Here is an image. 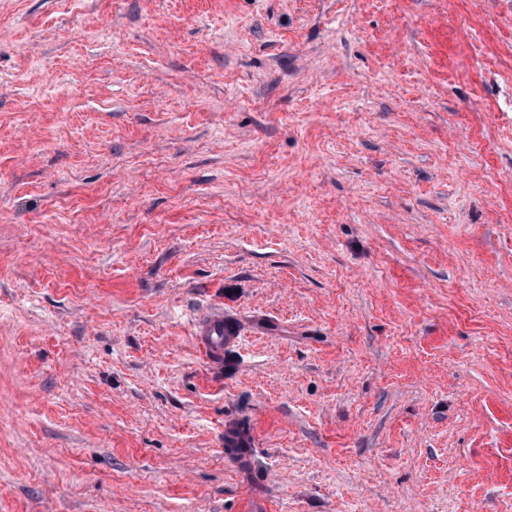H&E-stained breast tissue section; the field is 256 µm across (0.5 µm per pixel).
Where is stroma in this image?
I'll use <instances>...</instances> for the list:
<instances>
[{
  "label": "stroma",
  "instance_id": "stroma-1",
  "mask_svg": "<svg viewBox=\"0 0 512 512\" xmlns=\"http://www.w3.org/2000/svg\"><path fill=\"white\" fill-rule=\"evenodd\" d=\"M0 512H512V0H0ZM193 329L197 346L211 360L219 359L224 352V343L232 338V336L224 335L223 313L197 320L193 324Z\"/></svg>",
  "mask_w": 512,
  "mask_h": 512
}]
</instances>
